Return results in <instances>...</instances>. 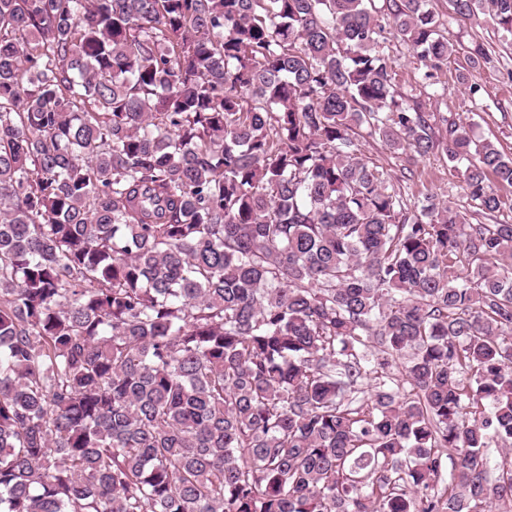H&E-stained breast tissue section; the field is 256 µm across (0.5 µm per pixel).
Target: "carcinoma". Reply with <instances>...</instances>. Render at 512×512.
<instances>
[{"label": "carcinoma", "instance_id": "carcinoma-1", "mask_svg": "<svg viewBox=\"0 0 512 512\" xmlns=\"http://www.w3.org/2000/svg\"><path fill=\"white\" fill-rule=\"evenodd\" d=\"M386 30L480 90L430 0H0V512L512 506V222L359 142L485 215L512 155ZM361 153L366 160L391 170L392 174L400 177L402 191L412 208L414 203L417 204L419 200L421 201L427 192H435L439 198L450 200L460 210L467 212V219L471 224H496L499 221H512V212H509L508 209L495 213L494 216H488L476 212L474 208L470 207L460 188L459 170L451 167L446 157L443 158V154L440 152L412 166L411 168L415 172V176L412 178L403 174V172L406 173V170L402 171V165L405 163L401 159L395 158L380 142L363 140ZM402 175L407 178H403Z\"/></svg>", "mask_w": 512, "mask_h": 512}]
</instances>
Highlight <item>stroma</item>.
I'll return each mask as SVG.
<instances>
[{
  "label": "stroma",
  "mask_w": 512,
  "mask_h": 512,
  "mask_svg": "<svg viewBox=\"0 0 512 512\" xmlns=\"http://www.w3.org/2000/svg\"><path fill=\"white\" fill-rule=\"evenodd\" d=\"M432 8L447 18V36L462 44H484L493 58L491 67L477 70L476 80L481 86L477 99H470L463 85L457 83L453 72L443 76L447 90L442 103L426 99L419 86L418 62L406 46L395 37H388L385 50L395 62L399 91L406 97L422 101L427 111H438L448 118L470 124L475 137L490 139L504 152L512 153V42L502 41L492 25L481 18H448V0H432ZM415 175L403 179L401 185L408 203L422 200L434 192L441 199L453 202L466 211L472 224L494 221H512V212L503 211L491 216L469 207L460 188V173L450 166L442 155L419 161Z\"/></svg>",
  "instance_id": "35a3bbf8"
}]
</instances>
